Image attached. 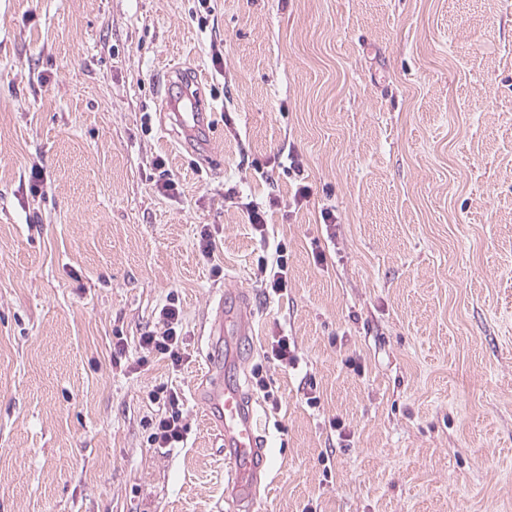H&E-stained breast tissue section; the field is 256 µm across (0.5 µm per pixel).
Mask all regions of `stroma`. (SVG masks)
<instances>
[{
    "label": "stroma",
    "mask_w": 512,
    "mask_h": 512,
    "mask_svg": "<svg viewBox=\"0 0 512 512\" xmlns=\"http://www.w3.org/2000/svg\"><path fill=\"white\" fill-rule=\"evenodd\" d=\"M179 72L204 156L163 110ZM228 292L254 512H512V0H0V512H227L198 392ZM172 302L176 367L139 346ZM285 244H278L275 250L276 258L273 259L269 271L268 261H258V270L266 277L265 284L270 286L271 291L276 295H282L288 288V253ZM178 396L175 393L166 396L164 405L168 403L170 411L165 408L153 426L154 431L150 434L151 445L155 448H176L183 443L185 438V426L181 424V414L178 410Z\"/></svg>",
    "instance_id": "1"
}]
</instances>
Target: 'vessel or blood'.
I'll use <instances>...</instances> for the list:
<instances>
[{"label": "vessel or blood", "mask_w": 512, "mask_h": 512, "mask_svg": "<svg viewBox=\"0 0 512 512\" xmlns=\"http://www.w3.org/2000/svg\"><path fill=\"white\" fill-rule=\"evenodd\" d=\"M164 108L188 148L206 151L209 115L198 94L167 88ZM253 321L246 300L219 299L207 336L210 352L201 401L210 424L220 433L224 447V471L228 482L224 498L238 512H253L258 473L266 462V441L260 423L238 377L242 358L236 341L252 335Z\"/></svg>", "instance_id": "1"}]
</instances>
